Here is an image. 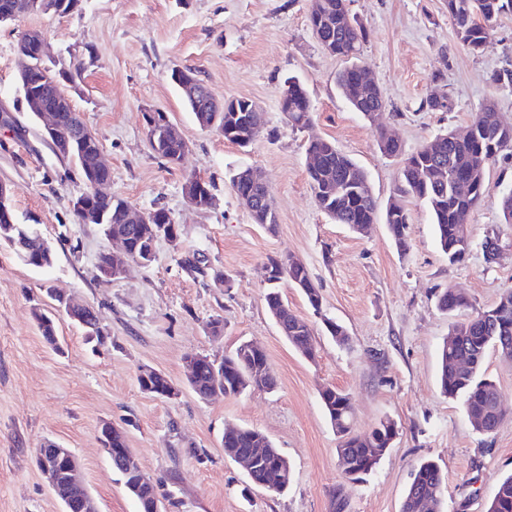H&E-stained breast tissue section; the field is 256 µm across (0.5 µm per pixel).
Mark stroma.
I'll return each instance as SVG.
<instances>
[{
    "mask_svg": "<svg viewBox=\"0 0 512 512\" xmlns=\"http://www.w3.org/2000/svg\"><path fill=\"white\" fill-rule=\"evenodd\" d=\"M367 31L361 60L381 87L386 106L375 118L355 112L336 85L342 59L327 53L309 24V0H83L79 14H28L0 26V181L10 189L18 223L35 225L55 251L53 265L36 269L0 244V512H62V502L35 464L47 440L70 449L99 512H138L99 441L103 423L124 430L148 476L175 474L179 502L172 512H400L410 474L423 459L445 475L444 512H484L499 482L512 474V360L490 351L486 374L497 384L503 419L494 433H477L460 401L440 388V349L449 330L493 306L512 290V224L497 198L467 218L472 247L449 262L427 209L407 200L409 249L399 253L384 222L359 235L316 205L308 182L306 145L335 144L367 173L378 210L400 182L404 156L442 130H464L494 99L512 125V87L494 73L512 69V15L501 16L479 54L459 42L444 0H349ZM41 30L49 59L81 61L63 89L99 141L110 167L105 190L142 210L163 208L180 224L178 246L159 242L154 261L131 265L125 277L105 278L99 252L112 242L99 225L79 223L71 209L87 186L75 166L41 139L43 123L29 112L18 85L17 42ZM189 67L220 99L252 100L265 127L241 149L215 130L196 125L172 69ZM302 80L313 124L300 132L286 123L279 99L286 77ZM447 91L449 112L420 103ZM167 113L188 144L178 164L149 146L145 114ZM387 128L401 155L377 146ZM257 169L277 214L274 229L255 224L234 194L231 175ZM212 184L210 208L192 207L187 177ZM496 238L500 254L487 261L482 244ZM294 257L322 296L315 316L288 282L280 291L312 327L317 353L301 356L279 332L265 302L268 257ZM198 261L204 275L183 260ZM462 289L471 306L442 313L436 296ZM93 307L110 336L88 343L56 295ZM55 316L59 348L42 338L34 310ZM224 319L212 336L207 324ZM343 324L338 346L321 322ZM244 341L261 345L277 377L273 392L200 398L186 381L185 359L222 358ZM165 374L180 395L144 392L141 368ZM348 393L353 432L367 434L385 419L398 434L366 481L345 479L336 450L341 439L320 402L323 387ZM265 434L292 465L288 491L241 490L244 469L224 453L226 425Z\"/></svg>",
    "mask_w": 512,
    "mask_h": 512,
    "instance_id": "35a3bbf8",
    "label": "stroma"
}]
</instances>
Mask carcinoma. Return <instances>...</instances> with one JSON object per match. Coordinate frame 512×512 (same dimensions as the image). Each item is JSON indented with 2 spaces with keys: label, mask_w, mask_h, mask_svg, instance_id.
<instances>
[{
  "label": "carcinoma",
  "mask_w": 512,
  "mask_h": 512,
  "mask_svg": "<svg viewBox=\"0 0 512 512\" xmlns=\"http://www.w3.org/2000/svg\"><path fill=\"white\" fill-rule=\"evenodd\" d=\"M75 0H53V10L38 4L35 14L51 13L65 17L71 15L70 6ZM448 16L453 21L460 43L473 53L484 49L492 33V24L504 14H512V0H445ZM309 22L316 37L331 40L333 55L347 62L336 83L352 108L368 115L386 106L380 86L371 78L359 61L361 47L366 39L363 26L347 17L342 0H318L309 11ZM30 75H19L23 97L38 87L40 79L58 83L56 92L44 98L49 107L63 112L58 125L61 138H76L84 128L81 113L72 106L64 94L62 85L74 80L73 71L81 69L82 63L72 62L69 67L54 69L37 56H30ZM195 121L200 117H218V126L224 131V140L243 147L253 143L264 125V113L247 99L220 100L213 96L204 82H199L197 97L185 96ZM422 106L434 112H450L453 101L444 91L430 93ZM280 111L288 112V125L296 130L308 129L313 121L311 100L306 87L296 77L288 78V96L280 97ZM151 149L168 163H175L186 142L182 138L168 135L161 126L147 128ZM96 145L89 142L77 144L71 157L81 178L88 180L97 174L95 169ZM307 153L318 156L316 165L307 166V175L314 200L318 208L338 224H346L353 232L359 225L373 224L377 218V204L367 173L350 156L324 139H312ZM512 155V127L503 124L496 103L486 100L475 113L468 131L459 135L453 130L436 134L416 152L404 159L401 183L396 196L385 208L384 224L401 253L409 249L405 235L409 223L408 209L404 199H414L428 210L441 250L452 262H460L471 248L470 237L462 226L463 215L479 208L493 188L487 179L488 171L498 159ZM248 169H238L230 178L235 195L267 193L247 183ZM126 200L112 196L94 200L102 215L100 225L103 232L110 230L125 233L130 251L140 252L164 239L174 231L182 234L164 209L156 210L159 221L153 224H127L123 205ZM41 259L46 266L53 264L55 255L45 256L43 239L31 236L26 244L22 260L35 266ZM269 287L265 301L271 316L284 320L288 342L303 357L312 359L316 353L315 337L309 325L288 308L279 290L282 279L300 282V290L314 313H321L322 296L304 266H296L293 260L270 257L265 265ZM471 306L468 296L448 288L438 297V307L446 313H455ZM34 318L44 341L58 350V336L53 318L36 311ZM323 325L327 334L340 346L349 342L347 329L339 322L325 318ZM512 336V291L499 297L491 308L477 313L467 322L453 326L444 340L440 356V387L451 399H459L474 430L483 435L491 434L497 424L495 403L499 390L495 381L484 374L486 353L495 348L506 357L512 355V344L504 338ZM465 355L468 366L456 367L455 359ZM221 374V391L224 396H238L256 387L264 386L273 391L277 380L268 362L266 352L251 342L240 343L233 351L224 354L217 365ZM141 389L154 394L167 383L159 372H146L138 376ZM190 388L201 398L214 391L212 371L191 374L187 379ZM320 400L336 433L343 438L337 456L343 472L354 474L360 481L374 471L381 458L390 448L397 435V424L386 419L365 435L351 433L353 404L348 394L327 386L320 391ZM224 454L231 458L240 453H249L254 458L255 470L250 482L262 481L270 462L277 461L282 472L283 485L290 486L293 472L288 459L272 441L261 432L242 426L224 429ZM132 481L137 489L131 491L137 502L138 512H153L155 501L173 504V492L167 488V478L154 479L143 472L123 478ZM444 473L438 463L423 460L415 466L411 483L404 496L401 512H443L442 486ZM486 512H512V475L505 477L486 508Z\"/></svg>",
  "instance_id": "carcinoma-1"
}]
</instances>
